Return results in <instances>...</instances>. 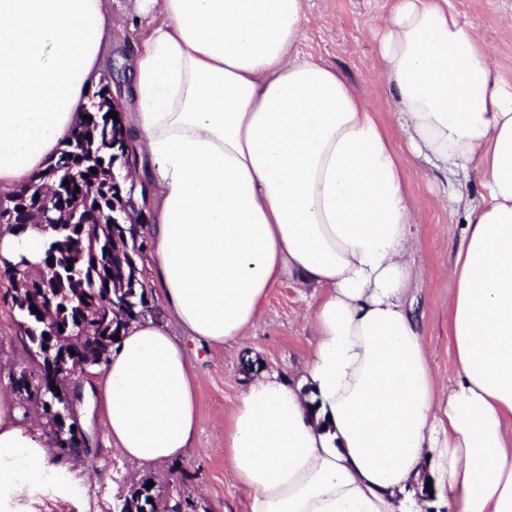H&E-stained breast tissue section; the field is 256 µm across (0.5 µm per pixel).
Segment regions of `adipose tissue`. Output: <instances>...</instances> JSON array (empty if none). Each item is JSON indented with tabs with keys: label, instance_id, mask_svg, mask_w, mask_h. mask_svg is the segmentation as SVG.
<instances>
[{
	"label": "adipose tissue",
	"instance_id": "adipose-tissue-1",
	"mask_svg": "<svg viewBox=\"0 0 512 512\" xmlns=\"http://www.w3.org/2000/svg\"><path fill=\"white\" fill-rule=\"evenodd\" d=\"M122 125L151 186L150 285L184 334L130 321L85 391L120 455L180 459L198 427L187 341L235 342L288 278L318 290L301 382L240 393L231 471L248 512H512V83L448 0H395L381 76L416 158L478 183L450 204L455 379L440 389L407 306L420 241L386 130L335 67L299 50L303 0H137ZM108 0H0V193L29 184L84 118ZM62 468L0 394V512Z\"/></svg>",
	"mask_w": 512,
	"mask_h": 512
}]
</instances>
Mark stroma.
<instances>
[{
  "label": "stroma",
  "instance_id": "stroma-1",
  "mask_svg": "<svg viewBox=\"0 0 512 512\" xmlns=\"http://www.w3.org/2000/svg\"><path fill=\"white\" fill-rule=\"evenodd\" d=\"M393 6L394 0H305L308 22L299 47L342 72L387 128V144L402 165L421 240L414 256L421 277L408 301L431 370L444 385L454 375L448 336L453 284L448 267L464 235L465 214L445 206L441 175L407 153L395 128V99L380 77L382 32L373 22ZM448 6L462 22L478 28L490 46L494 67L512 81V0H448ZM145 30L146 21L136 13L133 0H111L107 62L126 68ZM14 294L11 280L0 277V392L12 397L20 424L47 436L51 429L40 408L23 403L13 385L21 369L34 366ZM313 294L312 287L284 282L269 292L259 320L237 342L221 350L191 347L198 430L192 450L177 463L132 465L113 450L103 413L81 412L89 450L60 460L75 484L65 498L39 494L36 512H119L142 480L168 485L176 467L191 475L180 489L196 500L198 512H246L247 494L230 472L229 424L240 392L260 372L300 377L312 340L308 305Z\"/></svg>",
  "mask_w": 512,
  "mask_h": 512
}]
</instances>
